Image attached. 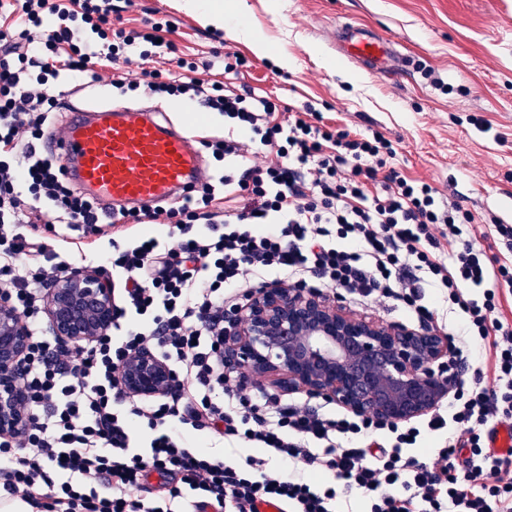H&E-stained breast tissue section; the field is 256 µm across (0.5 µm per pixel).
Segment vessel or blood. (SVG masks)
I'll list each match as a JSON object with an SVG mask.
<instances>
[{
  "instance_id": "obj_1",
  "label": "vessel or blood",
  "mask_w": 512,
  "mask_h": 512,
  "mask_svg": "<svg viewBox=\"0 0 512 512\" xmlns=\"http://www.w3.org/2000/svg\"><path fill=\"white\" fill-rule=\"evenodd\" d=\"M336 47L374 75L404 68L392 41L346 21L336 24ZM46 147L79 189L111 208H147L189 194L204 168L201 148L153 107L71 109L63 135Z\"/></svg>"
}]
</instances>
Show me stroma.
Segmentation results:
<instances>
[{
  "instance_id": "1",
  "label": "stroma",
  "mask_w": 512,
  "mask_h": 512,
  "mask_svg": "<svg viewBox=\"0 0 512 512\" xmlns=\"http://www.w3.org/2000/svg\"><path fill=\"white\" fill-rule=\"evenodd\" d=\"M182 3L132 0L122 18L129 27L152 16L170 21L163 36L180 57L201 61L224 46L247 56L251 66L239 82L281 109L309 101L326 127L379 130L397 149L391 167L432 184L440 201L470 210L483 250L498 255L500 245L485 226L495 218L512 224V0H223L267 42L266 58L243 41L211 38L208 25ZM340 21L395 42L404 71L377 77L338 56L333 31ZM126 69L121 62L97 67L89 85L82 76H65L67 103L156 104L140 93L114 95L112 73ZM157 104L196 138L225 131L222 115L190 124L181 99Z\"/></svg>"
}]
</instances>
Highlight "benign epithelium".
I'll use <instances>...</instances> for the list:
<instances>
[{
    "label": "benign epithelium",
    "instance_id": "1",
    "mask_svg": "<svg viewBox=\"0 0 512 512\" xmlns=\"http://www.w3.org/2000/svg\"><path fill=\"white\" fill-rule=\"evenodd\" d=\"M113 316L112 288L94 270L57 278L48 289L44 318L63 343L93 342L112 328ZM224 321V363L248 388L269 379L283 392L321 397L380 424L422 417L450 390L447 337L354 317L337 297L267 283ZM29 343L27 325L1 294L0 436L29 420L18 383ZM172 384L168 366L149 350L131 356L123 368L122 388L130 395L153 398Z\"/></svg>",
    "mask_w": 512,
    "mask_h": 512
}]
</instances>
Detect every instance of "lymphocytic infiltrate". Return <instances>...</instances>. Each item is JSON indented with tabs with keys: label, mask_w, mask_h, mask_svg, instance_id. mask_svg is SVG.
I'll return each instance as SVG.
<instances>
[{
	"label": "lymphocytic infiltrate",
	"mask_w": 512,
	"mask_h": 512,
	"mask_svg": "<svg viewBox=\"0 0 512 512\" xmlns=\"http://www.w3.org/2000/svg\"><path fill=\"white\" fill-rule=\"evenodd\" d=\"M21 27L0 28V294L30 330L20 384L30 422L0 436V499L39 512H159L146 485L166 479L175 512H257L276 501L284 512H335L338 490L356 491L366 512H512V454H495L488 435L512 421V322L501 303L512 288V225L490 232L502 251L489 258L470 232L472 213L440 203L428 183L389 168L396 149L381 132L357 137L313 123L311 103L288 121L279 106L236 84L249 61L225 51L223 80L198 77L196 62L173 70L154 59L175 50L162 22L124 25L112 0H0ZM134 57L138 70L112 80L120 93L180 97L221 113L232 132L207 140L213 158L234 171L198 178L175 208L113 211L76 192L44 148L64 93L61 72ZM100 235L121 224H163L103 256V271L124 285L110 334L62 345L42 329L45 290L74 266L37 235L46 213ZM272 270L311 292L331 285L359 301L403 308L419 326L435 320L426 287L445 291L480 340L488 366L458 375L447 412L432 413L445 432L435 464L413 452L418 427L390 426L394 442L368 444L367 417L327 416L273 395L255 402L218 354L225 307L249 300L250 278ZM150 349L169 367L172 391L145 400L123 392L127 358ZM149 435L135 437L130 418ZM245 441L264 456L233 464L184 445L186 430ZM333 472L337 487L284 476L266 455ZM108 496H99L97 486Z\"/></svg>",
	"instance_id": "1"
}]
</instances>
